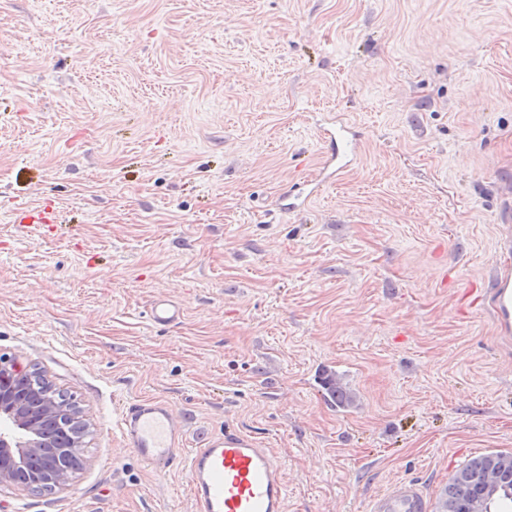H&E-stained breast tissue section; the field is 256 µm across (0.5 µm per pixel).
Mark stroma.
<instances>
[{
    "mask_svg": "<svg viewBox=\"0 0 512 512\" xmlns=\"http://www.w3.org/2000/svg\"><path fill=\"white\" fill-rule=\"evenodd\" d=\"M329 114L359 162L289 211ZM511 215L512 0H0V358L89 426L65 489L0 512H194L116 426L151 397L187 447L229 424L273 449L288 512L440 497L512 452V345L462 299ZM149 320L157 326H175L184 318L182 308L171 299H155L148 312ZM434 503L427 489L416 481L399 480L376 494L367 512H433Z\"/></svg>",
    "mask_w": 512,
    "mask_h": 512,
    "instance_id": "stroma-1",
    "label": "stroma"
}]
</instances>
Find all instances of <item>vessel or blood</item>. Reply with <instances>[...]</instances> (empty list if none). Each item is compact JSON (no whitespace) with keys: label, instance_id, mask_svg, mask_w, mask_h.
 Returning a JSON list of instances; mask_svg holds the SVG:
<instances>
[{"label":"vessel or blood","instance_id":"obj_1","mask_svg":"<svg viewBox=\"0 0 512 512\" xmlns=\"http://www.w3.org/2000/svg\"><path fill=\"white\" fill-rule=\"evenodd\" d=\"M326 147L322 169L327 179L352 168L359 148L351 125L337 119L320 134ZM499 258L477 300L492 312L500 334L512 333V229L503 228ZM157 326L181 323L182 308L171 299H155L148 312ZM126 447L139 463L156 472L183 469L196 512H288L285 470L273 449L240 429L225 428L199 448H183L184 426L161 398L134 399L122 407L116 420ZM427 489L415 481L400 480L376 494L367 512H433Z\"/></svg>","mask_w":512,"mask_h":512}]
</instances>
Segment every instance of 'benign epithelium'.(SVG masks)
<instances>
[{"label": "benign epithelium", "instance_id": "1", "mask_svg": "<svg viewBox=\"0 0 512 512\" xmlns=\"http://www.w3.org/2000/svg\"><path fill=\"white\" fill-rule=\"evenodd\" d=\"M31 381L26 371L0 360V489L31 491L50 483L52 490H62L71 477V448L64 445L51 454L47 449L68 438L72 427L83 433L88 427L77 408L61 407L48 397L52 389L44 384L41 388L47 397L34 409ZM47 454L52 458L50 467L32 472L26 483L17 479L19 472Z\"/></svg>", "mask_w": 512, "mask_h": 512}]
</instances>
